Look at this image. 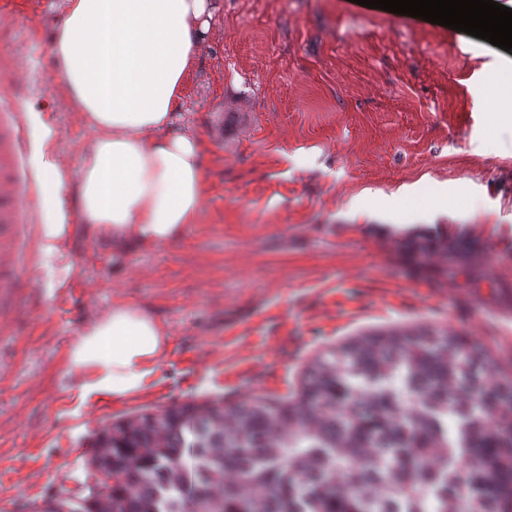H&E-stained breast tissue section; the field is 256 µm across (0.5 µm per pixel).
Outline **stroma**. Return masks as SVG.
Here are the masks:
<instances>
[{
  "mask_svg": "<svg viewBox=\"0 0 512 512\" xmlns=\"http://www.w3.org/2000/svg\"><path fill=\"white\" fill-rule=\"evenodd\" d=\"M60 2L0 16V97L39 114L72 164L89 133L51 71ZM221 3L181 106L208 148L192 232L119 254L82 233L66 259L33 253L23 304L0 317V512L92 484L93 437L113 419L288 395L317 354L367 332L445 327L512 372L505 50L354 0ZM116 301L165 325L167 353L143 397L85 400L63 354Z\"/></svg>",
  "mask_w": 512,
  "mask_h": 512,
  "instance_id": "35a3bbf8",
  "label": "stroma"
}]
</instances>
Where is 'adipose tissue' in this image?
I'll list each match as a JSON object with an SVG mask.
<instances>
[{"label": "adipose tissue", "instance_id": "adipose-tissue-1", "mask_svg": "<svg viewBox=\"0 0 512 512\" xmlns=\"http://www.w3.org/2000/svg\"><path fill=\"white\" fill-rule=\"evenodd\" d=\"M212 12V0H63L52 70L93 136L67 166L50 150L51 130L35 143L44 251L63 254L85 230L117 251L170 244L198 222L205 149L177 115ZM71 185L79 196L72 212L63 202ZM168 338L146 309L116 302L81 329L64 361L82 397L121 402L148 391Z\"/></svg>", "mask_w": 512, "mask_h": 512}]
</instances>
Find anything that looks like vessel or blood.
Listing matches in <instances>:
<instances>
[{
  "label": "vessel or blood",
  "instance_id": "obj_1",
  "mask_svg": "<svg viewBox=\"0 0 512 512\" xmlns=\"http://www.w3.org/2000/svg\"><path fill=\"white\" fill-rule=\"evenodd\" d=\"M34 212L24 179V130L14 106L0 100V311L20 303L22 252L19 232L33 223Z\"/></svg>",
  "mask_w": 512,
  "mask_h": 512
}]
</instances>
